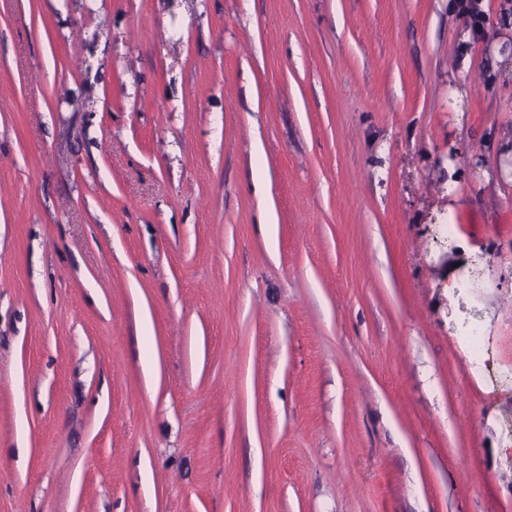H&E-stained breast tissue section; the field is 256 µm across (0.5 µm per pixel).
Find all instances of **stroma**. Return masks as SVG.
<instances>
[{"mask_svg":"<svg viewBox=\"0 0 512 512\" xmlns=\"http://www.w3.org/2000/svg\"><path fill=\"white\" fill-rule=\"evenodd\" d=\"M503 4L0 0V512H512ZM465 339L471 351L472 364L476 372L492 386L506 387V389L511 386L512 390V368L505 367L493 356L483 334L471 330Z\"/></svg>","mask_w":512,"mask_h":512,"instance_id":"35a3bbf8","label":"stroma"}]
</instances>
